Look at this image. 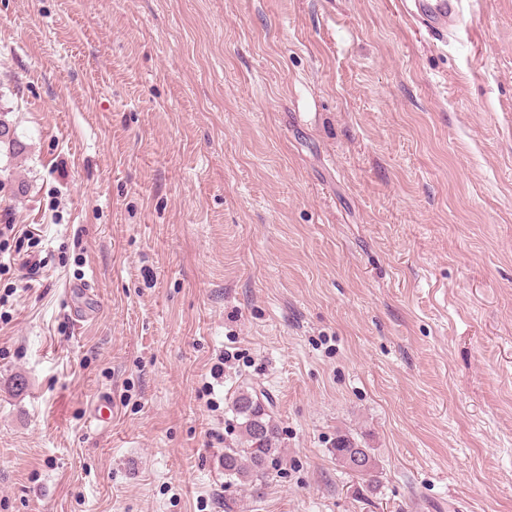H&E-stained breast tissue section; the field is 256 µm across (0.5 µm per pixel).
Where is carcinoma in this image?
Masks as SVG:
<instances>
[{
  "instance_id": "1",
  "label": "carcinoma",
  "mask_w": 512,
  "mask_h": 512,
  "mask_svg": "<svg viewBox=\"0 0 512 512\" xmlns=\"http://www.w3.org/2000/svg\"><path fill=\"white\" fill-rule=\"evenodd\" d=\"M3 145L14 155L25 149L9 124L0 119V147ZM231 407L241 419L240 440L224 448V476L257 493L265 484L269 468L276 463L279 429L263 403L248 390L238 393ZM333 453L350 471L371 483H378V464L371 449L361 448L345 437L337 439Z\"/></svg>"
}]
</instances>
